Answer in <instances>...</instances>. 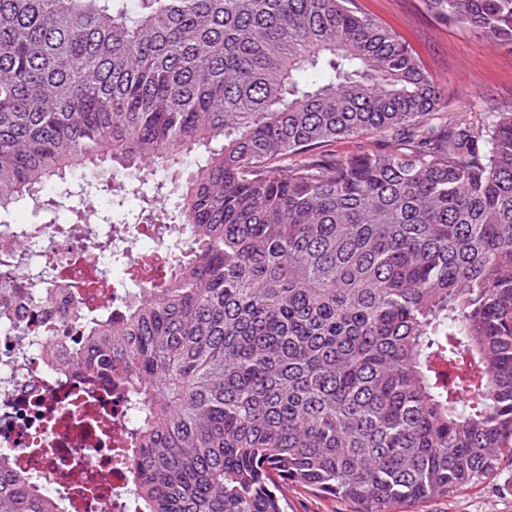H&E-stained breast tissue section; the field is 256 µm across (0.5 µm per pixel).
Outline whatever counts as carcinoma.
<instances>
[{
  "label": "carcinoma",
  "mask_w": 512,
  "mask_h": 512,
  "mask_svg": "<svg viewBox=\"0 0 512 512\" xmlns=\"http://www.w3.org/2000/svg\"><path fill=\"white\" fill-rule=\"evenodd\" d=\"M424 2L512 45V0ZM439 105L352 0H0V211L104 172L177 200L174 272L44 348L135 410L134 512H390L512 465V112ZM0 512L57 507L0 457ZM388 139L380 135H368L359 138L337 140L325 149L336 150V153L357 154L370 149H383ZM288 512H357L360 506L343 500L314 493L302 486L288 488Z\"/></svg>",
  "instance_id": "carcinoma-1"
}]
</instances>
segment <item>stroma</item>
I'll list each match as a JSON object with an SVG mask.
<instances>
[{"label":"stroma","mask_w":512,"mask_h":512,"mask_svg":"<svg viewBox=\"0 0 512 512\" xmlns=\"http://www.w3.org/2000/svg\"><path fill=\"white\" fill-rule=\"evenodd\" d=\"M362 13L391 27L418 54L438 84L444 112H512V46L431 13L424 0H354ZM288 512H358L357 503L302 486L287 492ZM395 512H512V467L482 484Z\"/></svg>","instance_id":"stroma-1"}]
</instances>
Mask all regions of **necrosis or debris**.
<instances>
[{"label":"necrosis or debris","instance_id":"4bbe7bcc","mask_svg":"<svg viewBox=\"0 0 512 512\" xmlns=\"http://www.w3.org/2000/svg\"><path fill=\"white\" fill-rule=\"evenodd\" d=\"M73 224H11L0 231V448L37 485L55 490L60 512H118L131 486L117 463L123 397L104 381L59 374L41 355L46 342L76 333L84 295L107 308L115 266L92 243L108 227L76 207ZM88 287L87 294L74 284Z\"/></svg>","mask_w":512,"mask_h":512}]
</instances>
